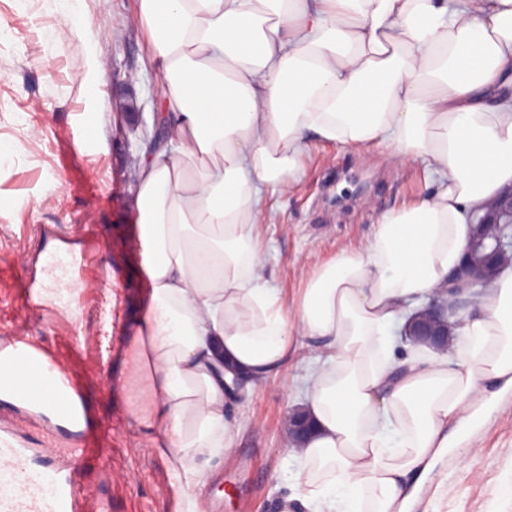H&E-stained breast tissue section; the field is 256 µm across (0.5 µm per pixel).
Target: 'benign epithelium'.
Segmentation results:
<instances>
[{
  "mask_svg": "<svg viewBox=\"0 0 512 512\" xmlns=\"http://www.w3.org/2000/svg\"><path fill=\"white\" fill-rule=\"evenodd\" d=\"M472 226L463 259L448 274V297H433L420 307L416 319L405 326L404 335L424 336L429 345L448 349L452 318L468 298L501 273L502 262L512 259V187L493 199Z\"/></svg>",
  "mask_w": 512,
  "mask_h": 512,
  "instance_id": "1",
  "label": "benign epithelium"
}]
</instances>
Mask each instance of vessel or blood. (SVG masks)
<instances>
[{
  "instance_id": "b4317fda",
  "label": "vessel or blood",
  "mask_w": 512,
  "mask_h": 512,
  "mask_svg": "<svg viewBox=\"0 0 512 512\" xmlns=\"http://www.w3.org/2000/svg\"><path fill=\"white\" fill-rule=\"evenodd\" d=\"M0 349L38 375L44 385L38 397L43 406L65 403L57 412L56 439L47 440L39 450L48 465L30 466L31 449L10 435L0 436V512H112L111 502L98 498L80 478L81 464L91 449L83 426V401L73 380L24 337L0 339Z\"/></svg>"
}]
</instances>
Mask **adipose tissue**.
I'll return each instance as SVG.
<instances>
[{
	"mask_svg": "<svg viewBox=\"0 0 512 512\" xmlns=\"http://www.w3.org/2000/svg\"><path fill=\"white\" fill-rule=\"evenodd\" d=\"M169 133L140 164L149 282L131 417L206 512L237 445L241 377L263 385L315 342L294 405L313 424L280 452L307 512H409L413 484L486 383L512 385V267L448 351L395 334L458 265L474 214L512 186V0H139ZM420 160L430 193L306 268L284 304L266 276V197L295 188L311 142Z\"/></svg>",
	"mask_w": 512,
	"mask_h": 512,
	"instance_id": "ef3b65f1",
	"label": "adipose tissue"
}]
</instances>
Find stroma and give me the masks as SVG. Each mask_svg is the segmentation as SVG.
Returning a JSON list of instances; mask_svg holds the SVG:
<instances>
[{"label":"stroma","instance_id":"35a3bbf8","mask_svg":"<svg viewBox=\"0 0 512 512\" xmlns=\"http://www.w3.org/2000/svg\"><path fill=\"white\" fill-rule=\"evenodd\" d=\"M80 29L67 0H0V337L26 332L80 385L97 451L83 474L111 497L115 512H179V481L168 460L131 422L125 391L147 286L133 215L136 170L147 152L122 106L144 119L160 112V90L145 28L132 22L138 0H81ZM423 165L404 170L361 162L351 148L318 143L303 155L296 191L269 197L260 236L266 277L297 297L303 267L335 258L374 231L378 214L427 192ZM90 256L112 275L115 320L105 326L96 302H68L50 273L52 255ZM32 288L30 303L21 297ZM308 363H289L230 408L240 438L220 468L225 492L209 512H283L288 464L277 455L288 412ZM28 446L42 439L40 419L0 402V432ZM448 478L440 496L419 485L412 512H512V390H499L486 413L457 433L435 459Z\"/></svg>","mask_w":512,"mask_h":512}]
</instances>
